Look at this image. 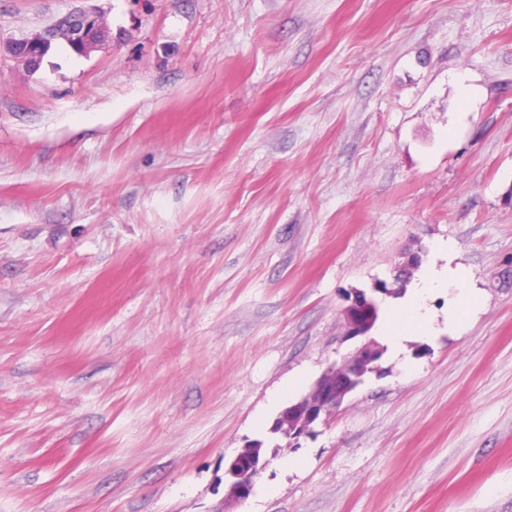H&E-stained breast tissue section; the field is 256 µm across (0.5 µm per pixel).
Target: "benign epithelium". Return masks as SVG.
<instances>
[{
    "label": "benign epithelium",
    "instance_id": "benign-epithelium-1",
    "mask_svg": "<svg viewBox=\"0 0 512 512\" xmlns=\"http://www.w3.org/2000/svg\"><path fill=\"white\" fill-rule=\"evenodd\" d=\"M106 32L107 26L99 15L80 12L60 19L53 29L45 28L31 36L14 39L11 45L14 58L36 70L40 66L42 52L58 41L75 46L80 54L87 55L99 47ZM376 308L377 303L373 299L364 293L358 295L345 312V337L366 336ZM380 353V347L373 341L364 342L339 367L321 375L308 395L289 405L276 423L278 430H288V444L297 443L316 424L336 415L345 398L363 382L366 374L379 371L376 362ZM266 465L267 461L254 449L237 455L226 470L230 478L228 492L213 512H230L228 504L247 499Z\"/></svg>",
    "mask_w": 512,
    "mask_h": 512
}]
</instances>
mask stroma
I'll return each mask as SVG.
<instances>
[{"instance_id":"stroma-1","label":"stroma","mask_w":512,"mask_h":512,"mask_svg":"<svg viewBox=\"0 0 512 512\" xmlns=\"http://www.w3.org/2000/svg\"><path fill=\"white\" fill-rule=\"evenodd\" d=\"M511 189L512 0H0V512H212L256 440L235 512H512ZM441 243L461 327L279 446ZM51 27L55 28H45L31 36L10 41L13 57L30 69L38 70L41 54L47 47L62 40L70 47H77L81 55H87L99 47L108 29L95 12L68 15ZM377 307V303L372 298H368L365 293L358 295L345 312V337L347 339L366 337L371 321L372 329L378 319V309L373 317V312ZM267 461L256 452L248 449L238 454L226 470L230 478L228 492L220 505L212 512H233L228 510L229 503H238L252 493L256 478L266 468Z\"/></svg>"}]
</instances>
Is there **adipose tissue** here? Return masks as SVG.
Here are the masks:
<instances>
[{
  "label": "adipose tissue",
  "instance_id": "adipose-tissue-1",
  "mask_svg": "<svg viewBox=\"0 0 512 512\" xmlns=\"http://www.w3.org/2000/svg\"><path fill=\"white\" fill-rule=\"evenodd\" d=\"M456 281L459 287H466L468 278L458 269L448 266L430 267L422 276L411 283L396 310L402 319L391 322L385 319L379 322L377 337L386 342L393 357H400L410 336L430 335L436 317L432 303L440 291L447 288L449 281Z\"/></svg>",
  "mask_w": 512,
  "mask_h": 512
}]
</instances>
